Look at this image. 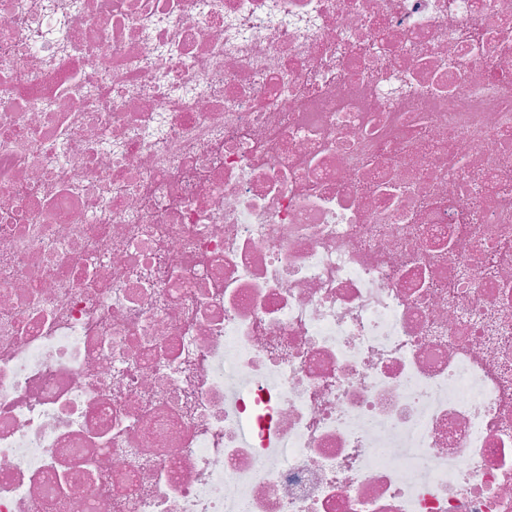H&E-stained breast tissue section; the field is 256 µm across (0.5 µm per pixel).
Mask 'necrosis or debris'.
<instances>
[{"mask_svg": "<svg viewBox=\"0 0 512 512\" xmlns=\"http://www.w3.org/2000/svg\"><path fill=\"white\" fill-rule=\"evenodd\" d=\"M0 512H512V0H0Z\"/></svg>", "mask_w": 512, "mask_h": 512, "instance_id": "obj_1", "label": "necrosis or debris"}]
</instances>
